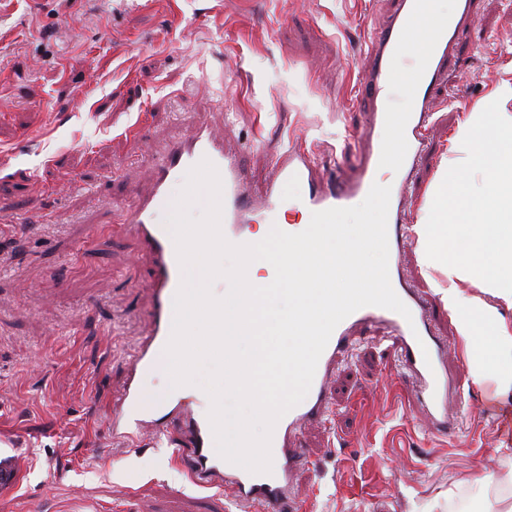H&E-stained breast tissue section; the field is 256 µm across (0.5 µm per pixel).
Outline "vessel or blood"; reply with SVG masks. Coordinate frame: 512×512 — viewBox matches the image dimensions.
Wrapping results in <instances>:
<instances>
[{
  "instance_id": "vessel-or-blood-1",
  "label": "vessel or blood",
  "mask_w": 512,
  "mask_h": 512,
  "mask_svg": "<svg viewBox=\"0 0 512 512\" xmlns=\"http://www.w3.org/2000/svg\"><path fill=\"white\" fill-rule=\"evenodd\" d=\"M475 14V0H457L456 12L448 18L433 13L431 0H396L393 13L375 27L358 78L357 98L367 102L369 119L361 134L365 152L354 174L337 173L321 179L308 155L291 149L279 159L263 195L256 198L248 187L242 155L226 153L223 139L205 125L197 126L190 134L174 136L164 154L149 162L146 172L151 190L128 210L125 222L139 238L153 268V303L122 393L108 413L113 438H158L167 433L172 421H179L182 441L173 444L171 454L195 480L224 487L238 503H260L268 512H287L293 505L295 470L303 460L300 435L326 415L336 363L353 342L356 331L375 327L386 331L402 357L426 409L430 430L455 434L459 420L457 414L449 412L448 404L459 395L460 387L448 372L447 345L432 330V303L425 293L410 285L402 269V255L411 243L406 226V192L425 154L431 119L429 99L450 66L464 27ZM405 82L412 85L413 106L393 110L391 93ZM202 158L216 167L221 178V230L233 244L255 243L256 226L282 225L284 204L294 187L302 188L300 207L309 216L361 203L378 182L382 168L391 166L396 170L390 184L387 225L389 276L411 315L406 318L385 308L366 306L337 325L319 359L306 398L274 426L272 469L267 474L251 473L217 454L207 397L181 387L149 405L141 390L142 376L157 365L170 340L174 298L182 280L175 243L160 217L167 214L172 202L171 184Z\"/></svg>"
}]
</instances>
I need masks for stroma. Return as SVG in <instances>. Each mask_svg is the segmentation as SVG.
<instances>
[{"label":"stroma","mask_w":512,"mask_h":512,"mask_svg":"<svg viewBox=\"0 0 512 512\" xmlns=\"http://www.w3.org/2000/svg\"><path fill=\"white\" fill-rule=\"evenodd\" d=\"M395 0H0V453L19 483L0 512H266L194 481L163 442L113 440L106 421L147 325L151 267L121 210L148 194L170 135L207 123L246 151L253 192L299 148L352 172L367 114L356 84ZM512 83V0H477L431 100L415 225L464 116ZM450 349L456 326L417 247L403 256ZM463 388L460 429L432 434L394 349L361 335L336 368L331 408L304 433L302 512H459L512 495V393Z\"/></svg>","instance_id":"1"}]
</instances>
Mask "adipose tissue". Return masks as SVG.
Wrapping results in <instances>:
<instances>
[{
    "label": "adipose tissue",
    "mask_w": 512,
    "mask_h": 512,
    "mask_svg": "<svg viewBox=\"0 0 512 512\" xmlns=\"http://www.w3.org/2000/svg\"><path fill=\"white\" fill-rule=\"evenodd\" d=\"M504 95L512 96V86L497 87L492 100L459 124L450 150L474 138L480 144L471 149L466 171L441 177L415 227L427 264L448 276L445 302L473 382L495 381L501 394L512 391V324L484 297L512 306V122L491 120L495 98ZM472 170L481 174V185L471 182ZM462 281L476 295L463 296Z\"/></svg>",
    "instance_id": "1"
}]
</instances>
